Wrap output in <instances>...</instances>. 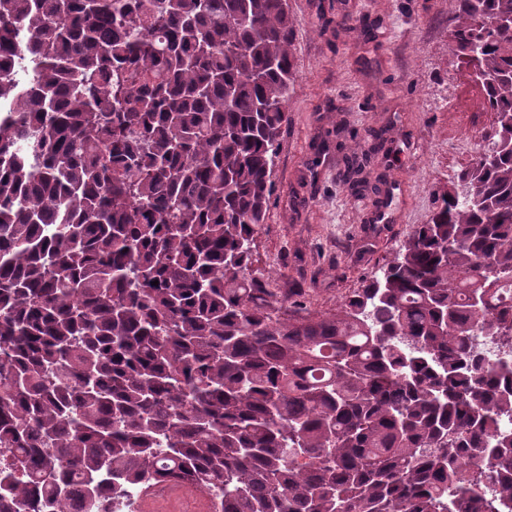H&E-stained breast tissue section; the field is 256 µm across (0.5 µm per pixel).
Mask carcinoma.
Wrapping results in <instances>:
<instances>
[{
	"label": "carcinoma",
	"instance_id": "obj_1",
	"mask_svg": "<svg viewBox=\"0 0 512 512\" xmlns=\"http://www.w3.org/2000/svg\"><path fill=\"white\" fill-rule=\"evenodd\" d=\"M292 40L288 0H0V512H512V0H448L495 121L320 316L252 267ZM183 491L171 489L169 493L160 495L155 498L153 512H213L211 502L213 499L212 495L201 493L197 490L190 488H182ZM191 498L195 501L196 507L192 510H185L182 507V502ZM204 504L206 506H204Z\"/></svg>",
	"mask_w": 512,
	"mask_h": 512
}]
</instances>
